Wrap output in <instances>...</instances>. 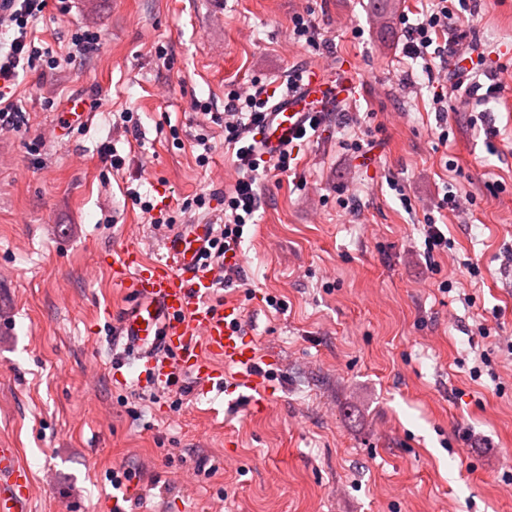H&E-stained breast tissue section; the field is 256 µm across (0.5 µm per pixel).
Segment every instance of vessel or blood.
<instances>
[{
	"label": "vessel or blood",
	"instance_id": "1",
	"mask_svg": "<svg viewBox=\"0 0 512 512\" xmlns=\"http://www.w3.org/2000/svg\"><path fill=\"white\" fill-rule=\"evenodd\" d=\"M348 89V83L328 81L323 70L312 67L290 88L271 92L267 119L255 138L262 157L294 146L312 113L334 111ZM208 233V225L189 224L165 235L161 259L147 260L133 243L112 262L113 287L134 299L121 317L119 335L125 353L138 360V379L146 386L168 384L177 374L209 388L219 386L224 374L216 364L221 361L245 368L242 390L260 387L249 372L256 353L239 330L237 305L217 308L210 302L216 272L200 259ZM173 350L179 353L174 363L167 357ZM32 489L31 473L17 449L0 447V512H29Z\"/></svg>",
	"mask_w": 512,
	"mask_h": 512
}]
</instances>
